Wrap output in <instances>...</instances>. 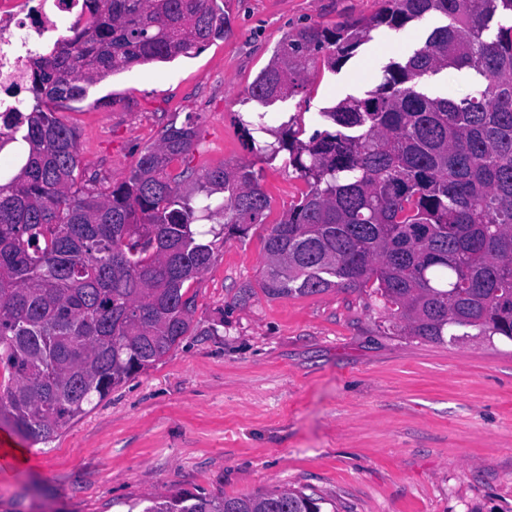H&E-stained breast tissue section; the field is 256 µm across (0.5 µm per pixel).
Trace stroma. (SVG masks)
I'll list each match as a JSON object with an SVG mask.
<instances>
[{
  "instance_id": "1",
  "label": "stroma",
  "mask_w": 512,
  "mask_h": 512,
  "mask_svg": "<svg viewBox=\"0 0 512 512\" xmlns=\"http://www.w3.org/2000/svg\"><path fill=\"white\" fill-rule=\"evenodd\" d=\"M382 0H229L231 31L200 53L152 62L57 107L77 135L85 176H128L163 126L193 122L197 146L173 163L204 172L247 162L270 198L265 223L217 238L190 282L192 326L49 444L22 441L25 465L0 478V512H128L174 489L239 497L275 486L336 512H512V343L397 336L371 289L272 298L261 288L264 236L304 182L252 152L237 115L286 34L376 14ZM439 16L382 27L305 91L269 109L271 127L317 114L380 81ZM111 105H99L102 97ZM251 288L240 301L241 288Z\"/></svg>"
}]
</instances>
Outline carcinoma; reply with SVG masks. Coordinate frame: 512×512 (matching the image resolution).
<instances>
[{
    "label": "carcinoma",
    "mask_w": 512,
    "mask_h": 512,
    "mask_svg": "<svg viewBox=\"0 0 512 512\" xmlns=\"http://www.w3.org/2000/svg\"><path fill=\"white\" fill-rule=\"evenodd\" d=\"M91 24L29 57L33 104L0 115V150L22 140L18 170L0 179V423L47 444L189 331L185 285L213 259L195 223L224 216V236L263 224L259 173L226 164L197 175L169 165L193 151L192 122L163 128L136 168L106 191L77 187L73 128L49 104L151 62L201 52L230 29L217 0H83ZM368 18L291 31L247 91L252 148L286 164L307 190L264 237L270 297L374 288L398 332L442 342L458 332L512 342V0H382ZM440 15L424 45L383 67L363 98L318 112L304 140L264 108L303 93L321 63L334 72L386 27ZM495 24L493 36L486 35ZM477 75L467 93H429L427 77ZM197 187L181 192V184ZM312 492L243 497L187 489L141 512H327Z\"/></svg>",
    "instance_id": "carcinoma-1"
}]
</instances>
